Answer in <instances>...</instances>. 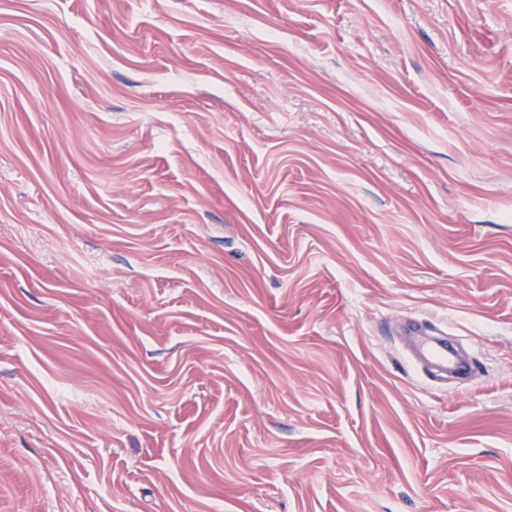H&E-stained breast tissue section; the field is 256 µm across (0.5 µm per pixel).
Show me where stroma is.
Listing matches in <instances>:
<instances>
[{
    "mask_svg": "<svg viewBox=\"0 0 512 512\" xmlns=\"http://www.w3.org/2000/svg\"><path fill=\"white\" fill-rule=\"evenodd\" d=\"M0 512H512V0H0ZM433 328L426 325L411 324L404 328L406 336H417L411 358H418L420 361L433 367H442L445 370L456 366L454 352L448 349L445 338L434 337L426 339L420 336L428 335Z\"/></svg>",
    "mask_w": 512,
    "mask_h": 512,
    "instance_id": "35a3bbf8",
    "label": "stroma"
}]
</instances>
